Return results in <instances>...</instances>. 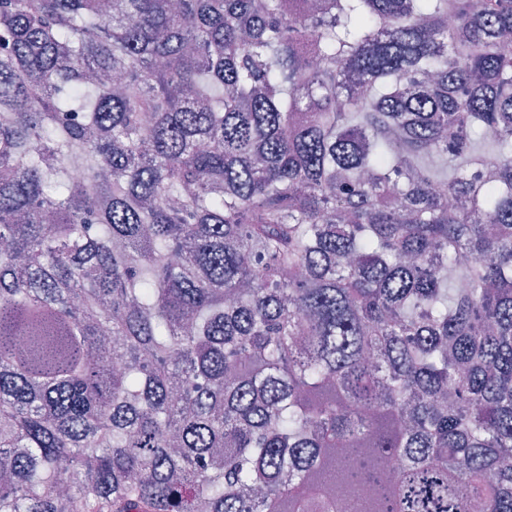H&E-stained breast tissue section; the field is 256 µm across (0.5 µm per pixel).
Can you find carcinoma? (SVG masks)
<instances>
[{
  "mask_svg": "<svg viewBox=\"0 0 512 512\" xmlns=\"http://www.w3.org/2000/svg\"><path fill=\"white\" fill-rule=\"evenodd\" d=\"M511 39L0 0V512H512Z\"/></svg>",
  "mask_w": 512,
  "mask_h": 512,
  "instance_id": "1",
  "label": "carcinoma"
}]
</instances>
